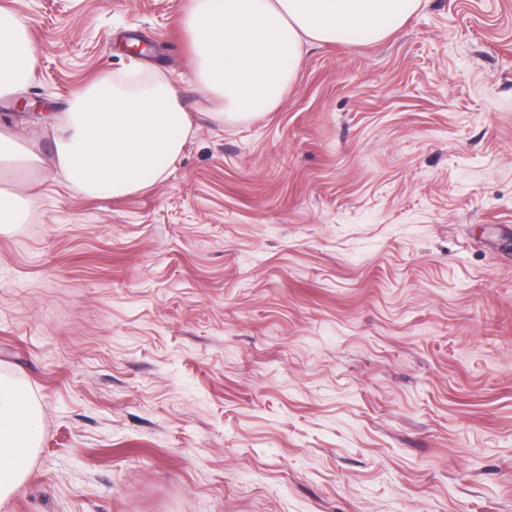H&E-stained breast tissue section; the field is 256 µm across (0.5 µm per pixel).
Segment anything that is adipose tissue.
<instances>
[{
	"instance_id": "1",
	"label": "adipose tissue",
	"mask_w": 512,
	"mask_h": 512,
	"mask_svg": "<svg viewBox=\"0 0 512 512\" xmlns=\"http://www.w3.org/2000/svg\"><path fill=\"white\" fill-rule=\"evenodd\" d=\"M422 0H190L183 25L196 80L220 120L276 111L304 45L351 33L382 40ZM37 53L22 18L0 8V97L34 76ZM175 86L153 78L129 88L101 76L57 117L54 170L78 191L121 198L162 181L193 134ZM37 435L30 395L0 383V502L27 474Z\"/></svg>"
}]
</instances>
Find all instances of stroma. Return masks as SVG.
I'll return each instance as SVG.
<instances>
[{"instance_id": "1", "label": "stroma", "mask_w": 512, "mask_h": 512, "mask_svg": "<svg viewBox=\"0 0 512 512\" xmlns=\"http://www.w3.org/2000/svg\"><path fill=\"white\" fill-rule=\"evenodd\" d=\"M188 6L0 0L39 59L0 124L43 159L0 172V379L38 419L0 512H512V0L306 47L243 123ZM101 75L167 76L197 128L119 199L39 134ZM24 216L23 200L17 193L0 192V228L21 223Z\"/></svg>"}]
</instances>
